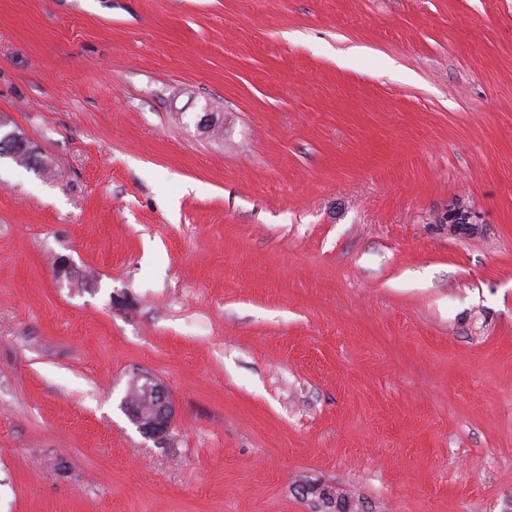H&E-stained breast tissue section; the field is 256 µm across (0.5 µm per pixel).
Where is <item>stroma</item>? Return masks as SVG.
I'll use <instances>...</instances> for the list:
<instances>
[{
	"label": "stroma",
	"instance_id": "35a3bbf8",
	"mask_svg": "<svg viewBox=\"0 0 512 512\" xmlns=\"http://www.w3.org/2000/svg\"><path fill=\"white\" fill-rule=\"evenodd\" d=\"M1 114L0 512H512V0H0ZM10 125L7 122L6 118L2 115L0 117V153L2 151L1 145L4 143V139H7V143H13L14 148V157H11L16 165L25 167L27 169H32L34 171H38L39 173L47 176V177H55V169L50 165V163L40 156L39 154L35 155V158L30 154L28 143L29 141L16 129L6 130ZM2 129L4 133L2 135ZM34 159L31 161V159ZM480 216L471 208L460 204L448 206V233L450 235H471L478 231ZM143 388L150 397L148 412H143L130 401L128 396L123 397L120 404L130 422L138 431L149 438L165 435L174 417V406L167 388L148 374L141 375Z\"/></svg>",
	"mask_w": 512,
	"mask_h": 512
}]
</instances>
